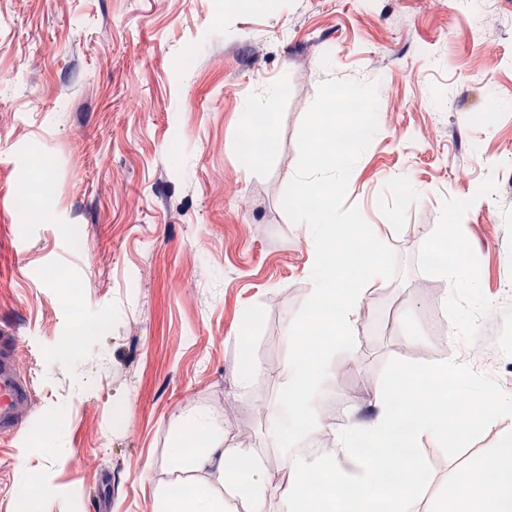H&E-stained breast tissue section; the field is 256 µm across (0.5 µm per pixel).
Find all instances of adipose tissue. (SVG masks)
Segmentation results:
<instances>
[{"instance_id": "adipose-tissue-1", "label": "adipose tissue", "mask_w": 512, "mask_h": 512, "mask_svg": "<svg viewBox=\"0 0 512 512\" xmlns=\"http://www.w3.org/2000/svg\"><path fill=\"white\" fill-rule=\"evenodd\" d=\"M339 99L317 113L302 143L311 171L327 174L316 208L300 213L310 231L314 254L313 283L306 314L289 327L293 351L270 376L286 386L288 401L268 412L274 423L271 439L281 449L290 476L279 486L267 481L263 466L254 463L250 449L227 442L223 428L203 407L185 410L176 441L177 470L210 473L214 485H195L191 493L162 495L155 512H230L229 502L245 512H266L278 496L282 512H420L426 466L419 453L422 440L448 437V398L459 391V380L479 374L463 362L398 367L382 384L377 413L367 422L338 428L333 448L317 455L300 453L297 444L321 421L313 401L337 341H350L354 319L370 289L381 287V260L366 225L341 223L332 208L339 164L355 162V150L336 152V112ZM512 413V396L481 387L466 397L459 422L487 421L492 407ZM445 512H512V432L499 448L482 457L469 471L448 475Z\"/></svg>"}]
</instances>
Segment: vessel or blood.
<instances>
[{"mask_svg":"<svg viewBox=\"0 0 512 512\" xmlns=\"http://www.w3.org/2000/svg\"><path fill=\"white\" fill-rule=\"evenodd\" d=\"M19 344L15 338L0 339V435H11L23 427L22 412L29 405L32 388L17 368Z\"/></svg>","mask_w":512,"mask_h":512,"instance_id":"1","label":"vessel or blood"}]
</instances>
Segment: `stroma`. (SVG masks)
<instances>
[{
	"label": "stroma",
	"mask_w": 512,
	"mask_h": 512,
	"mask_svg": "<svg viewBox=\"0 0 512 512\" xmlns=\"http://www.w3.org/2000/svg\"><path fill=\"white\" fill-rule=\"evenodd\" d=\"M362 88L375 99L348 118L364 139L335 208L368 225L384 285L315 410L347 390L371 417L403 362L463 360L512 394V0H0V335L18 337L32 385L23 432L0 437V512L27 470L47 512H93L106 480L103 512H153L204 479L171 466L196 406L228 441L268 448L254 407L287 390H241L240 363L288 358L312 289L298 187L318 176L301 144L329 99ZM246 102L270 140L254 159ZM31 154L45 192L25 214ZM447 220L479 295L425 261ZM511 430L496 412L422 442L421 512Z\"/></svg>",
	"instance_id": "obj_1"
}]
</instances>
